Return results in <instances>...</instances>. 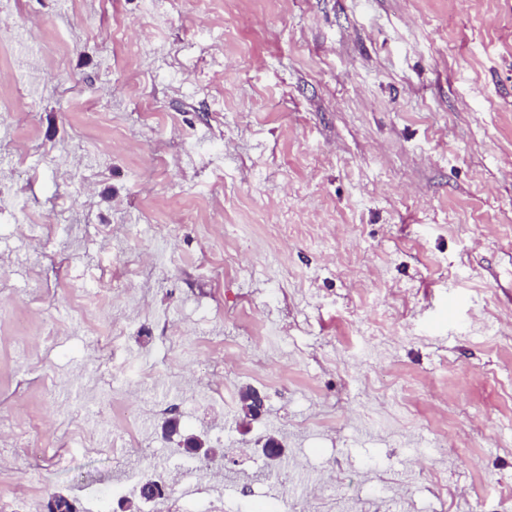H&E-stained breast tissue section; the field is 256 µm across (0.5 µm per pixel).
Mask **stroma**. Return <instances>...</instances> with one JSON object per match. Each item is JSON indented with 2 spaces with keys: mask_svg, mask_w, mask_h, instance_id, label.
I'll return each mask as SVG.
<instances>
[{
  "mask_svg": "<svg viewBox=\"0 0 512 512\" xmlns=\"http://www.w3.org/2000/svg\"><path fill=\"white\" fill-rule=\"evenodd\" d=\"M0 71L36 99L0 123L28 157L0 211V419L36 417L0 462V500L120 512L138 482L188 480L145 512H512V0H0ZM134 51L100 54L115 24ZM84 109L72 111L70 93ZM123 143L101 155L99 141ZM69 221L38 252L16 231ZM223 223H177L187 207ZM223 262V280L211 267ZM130 283L151 307L99 351ZM186 334L176 347L165 325ZM232 336L259 375L199 345ZM258 389L262 416L214 410L206 384ZM142 377L162 415L138 454H84L112 394ZM177 417L180 432L162 426ZM223 449L193 478L179 447ZM275 436L269 461L260 440ZM58 448L65 461L42 456Z\"/></svg>",
  "mask_w": 512,
  "mask_h": 512,
  "instance_id": "obj_1",
  "label": "stroma"
}]
</instances>
